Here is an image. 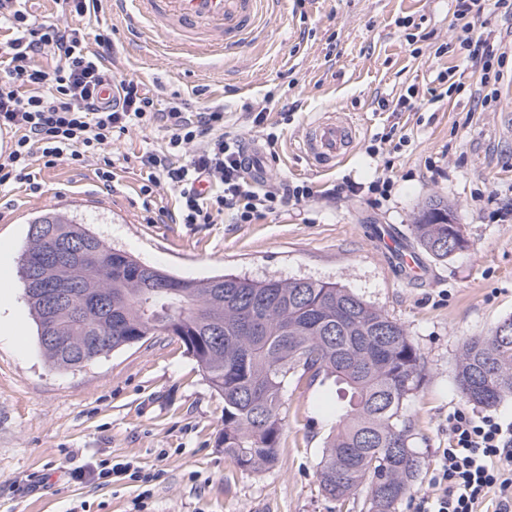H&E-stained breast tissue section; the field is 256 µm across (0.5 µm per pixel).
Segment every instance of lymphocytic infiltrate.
<instances>
[{
	"label": "lymphocytic infiltrate",
	"instance_id": "1",
	"mask_svg": "<svg viewBox=\"0 0 512 512\" xmlns=\"http://www.w3.org/2000/svg\"><path fill=\"white\" fill-rule=\"evenodd\" d=\"M28 0H0V132L10 143L0 152V187L29 179L33 163L52 168L81 167L97 160V178L112 186V141L136 126L163 128L167 147L147 152L139 163L147 179L145 196L164 186L175 192L177 224H215L224 216L250 224L284 203L309 198L308 185L285 181L257 184L246 175L243 143L224 131V105L212 102L193 111L156 99L132 78L114 79L106 60L110 39L89 47L80 28L31 21ZM512 7V0H455L461 21L457 39L466 60L490 70L494 48L473 49L467 18L488 4ZM116 85L118 100L105 105L99 92ZM207 183L199 191L198 183ZM431 493L413 502V512H479L494 497L495 512H512V419L455 410L448 416V445L437 451Z\"/></svg>",
	"mask_w": 512,
	"mask_h": 512
}]
</instances>
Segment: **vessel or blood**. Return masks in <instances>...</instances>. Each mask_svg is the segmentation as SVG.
Returning a JSON list of instances; mask_svg holds the SVG:
<instances>
[{
  "label": "vessel or blood",
  "mask_w": 512,
  "mask_h": 512,
  "mask_svg": "<svg viewBox=\"0 0 512 512\" xmlns=\"http://www.w3.org/2000/svg\"><path fill=\"white\" fill-rule=\"evenodd\" d=\"M130 25L147 24L164 36L177 57L227 58L254 33L263 0H110ZM357 131L345 117L328 115L309 124L300 149L317 169H329L350 152Z\"/></svg>",
  "instance_id": "1"
}]
</instances>
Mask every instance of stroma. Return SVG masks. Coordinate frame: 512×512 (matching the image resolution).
<instances>
[{"label":"stroma","mask_w":512,"mask_h":512,"mask_svg":"<svg viewBox=\"0 0 512 512\" xmlns=\"http://www.w3.org/2000/svg\"><path fill=\"white\" fill-rule=\"evenodd\" d=\"M453 0H269L252 40L228 59H183L160 36L128 25L103 0L84 19L88 40L111 37L108 64L119 78L141 81L160 102L198 109L224 103V130L262 140L247 114L272 95L268 127L279 137L265 159L268 181L306 183L312 194L251 224H174L160 209L177 200L166 189L144 198L138 158L162 150L161 128L132 129L109 149L115 178L103 190L96 161L75 168L33 165L41 185L0 190V243L20 255L29 224L57 210L97 233L109 247L187 279L234 273L254 279L307 278L336 283L401 323L419 346L424 379L404 409L423 466L413 489H428L435 451L447 447L446 419L467 403L455 364L467 338L512 317V39L502 10L488 7L476 34L500 33L494 47L497 103L477 106L483 73L462 50L437 55L454 39ZM460 75L448 89L439 74ZM415 88L411 108L395 111ZM336 111L355 125L348 157L318 172L300 152L307 126ZM393 133L378 154V133ZM403 138L395 146V138ZM391 183L387 195L342 190L343 181ZM451 203L470 241L439 261L415 241V214L432 200ZM395 238L423 269L403 274L387 243ZM9 308L26 326L23 339L0 337V512H338L316 478L335 419L333 387L289 379L279 461L260 472L239 470L219 443L224 401L176 337L157 334L83 367L45 358L22 284ZM104 461L133 462L150 482L109 484L92 471Z\"/></svg>","instance_id":"stroma-1"}]
</instances>
